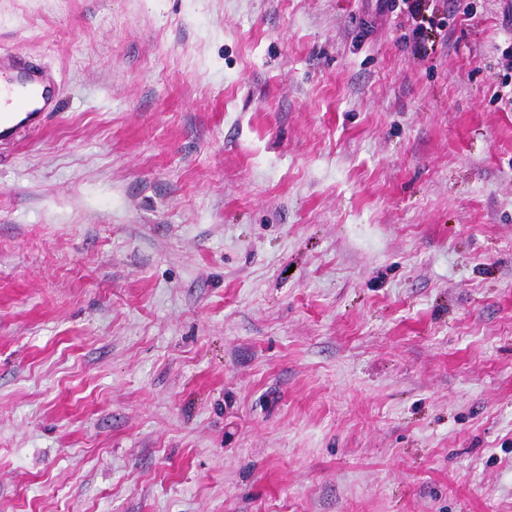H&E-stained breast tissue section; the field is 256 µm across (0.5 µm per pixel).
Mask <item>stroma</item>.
I'll use <instances>...</instances> for the list:
<instances>
[{"instance_id": "1", "label": "stroma", "mask_w": 512, "mask_h": 512, "mask_svg": "<svg viewBox=\"0 0 512 512\" xmlns=\"http://www.w3.org/2000/svg\"><path fill=\"white\" fill-rule=\"evenodd\" d=\"M0 512H512V0H0ZM0 142L11 141L26 133H37L55 112L54 78L43 68L29 67L14 51L0 50ZM5 93L8 98L5 99ZM23 94L24 116L13 112ZM5 104L9 105L8 110Z\"/></svg>"}]
</instances>
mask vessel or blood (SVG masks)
Listing matches in <instances>:
<instances>
[{"label":"vessel or blood","instance_id":"vessel-or-blood-1","mask_svg":"<svg viewBox=\"0 0 512 512\" xmlns=\"http://www.w3.org/2000/svg\"><path fill=\"white\" fill-rule=\"evenodd\" d=\"M57 105L48 70L29 67L17 52L0 50V142L39 132Z\"/></svg>","mask_w":512,"mask_h":512}]
</instances>
